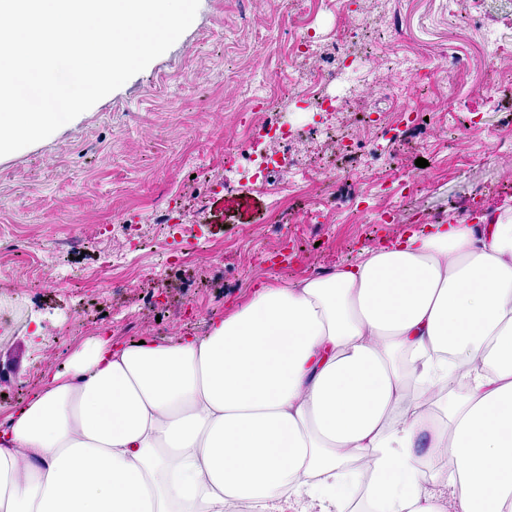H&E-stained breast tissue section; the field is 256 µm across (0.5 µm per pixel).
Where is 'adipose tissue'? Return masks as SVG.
<instances>
[{
	"mask_svg": "<svg viewBox=\"0 0 512 512\" xmlns=\"http://www.w3.org/2000/svg\"><path fill=\"white\" fill-rule=\"evenodd\" d=\"M512 512V212L101 328L0 422V512Z\"/></svg>",
	"mask_w": 512,
	"mask_h": 512,
	"instance_id": "ef3b65f1",
	"label": "adipose tissue"
}]
</instances>
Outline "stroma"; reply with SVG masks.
<instances>
[{"mask_svg": "<svg viewBox=\"0 0 512 512\" xmlns=\"http://www.w3.org/2000/svg\"><path fill=\"white\" fill-rule=\"evenodd\" d=\"M301 22L321 33L323 48L299 61L291 47ZM340 23L352 29L348 48L368 77L360 104L342 107L328 137L296 96L303 73L329 67ZM481 28L499 30L503 47L480 44ZM422 49L435 59L468 53L455 112L427 81L395 69V57ZM394 85L407 89L420 119L370 127V113L393 111L386 91ZM488 100L490 112L482 109ZM475 118L483 139L512 140V0H200L191 26L143 71L45 140L0 156V237L19 245L0 254V419L39 394L46 372L102 326L123 341H171L245 303L259 281L328 272L403 225L468 213L476 191L485 206L512 204V153L468 158ZM272 120L299 132L303 164L348 178L292 190L287 170L272 168L266 189H248L245 157L225 149L248 135L288 156V141L265 135ZM353 132L360 152L340 154L337 139ZM389 155L418 189L404 197L387 183L398 221L377 224L363 197L375 193L373 175ZM419 158L427 167L416 166ZM168 209L197 226L205 255L164 269L146 254L127 267L121 225H145L169 246L158 225ZM310 210L321 211L322 223L285 241L289 214ZM106 252L125 269L120 280L101 272ZM45 260L59 261L64 280L34 281Z\"/></svg>", "mask_w": 512, "mask_h": 512, "instance_id": "1", "label": "stroma"}]
</instances>
